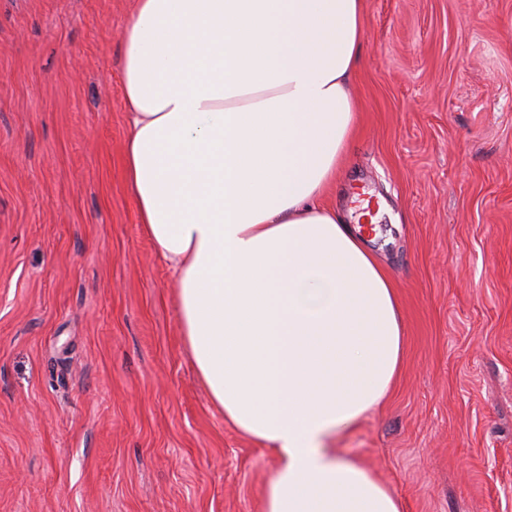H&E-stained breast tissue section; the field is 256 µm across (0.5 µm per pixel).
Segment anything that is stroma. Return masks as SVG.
<instances>
[{
	"instance_id": "1",
	"label": "stroma",
	"mask_w": 512,
	"mask_h": 512,
	"mask_svg": "<svg viewBox=\"0 0 512 512\" xmlns=\"http://www.w3.org/2000/svg\"><path fill=\"white\" fill-rule=\"evenodd\" d=\"M134 0H0V512H261L124 176ZM325 202L367 242L401 369L336 446L405 512H512V0H364Z\"/></svg>"
}]
</instances>
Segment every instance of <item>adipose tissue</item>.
Listing matches in <instances>:
<instances>
[{
    "mask_svg": "<svg viewBox=\"0 0 512 512\" xmlns=\"http://www.w3.org/2000/svg\"><path fill=\"white\" fill-rule=\"evenodd\" d=\"M363 0H135L125 170L225 421L268 448L262 512H403L331 448L387 396L403 329L360 225L324 204L353 131Z\"/></svg>",
    "mask_w": 512,
    "mask_h": 512,
    "instance_id": "1",
    "label": "adipose tissue"
}]
</instances>
